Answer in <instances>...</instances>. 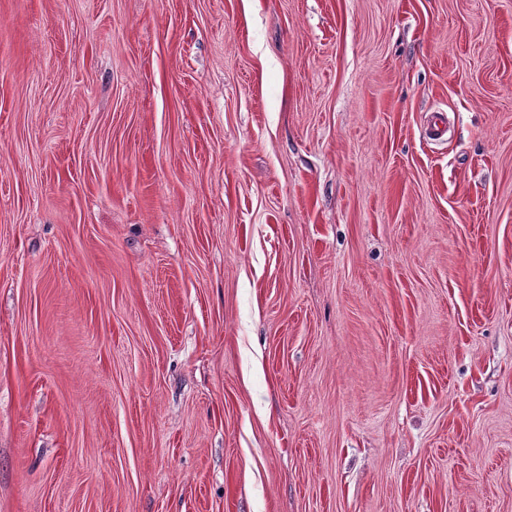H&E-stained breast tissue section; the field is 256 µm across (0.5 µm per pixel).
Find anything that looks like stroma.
<instances>
[{
  "mask_svg": "<svg viewBox=\"0 0 512 512\" xmlns=\"http://www.w3.org/2000/svg\"><path fill=\"white\" fill-rule=\"evenodd\" d=\"M0 512H512V0H0Z\"/></svg>",
  "mask_w": 512,
  "mask_h": 512,
  "instance_id": "35a3bbf8",
  "label": "stroma"
}]
</instances>
